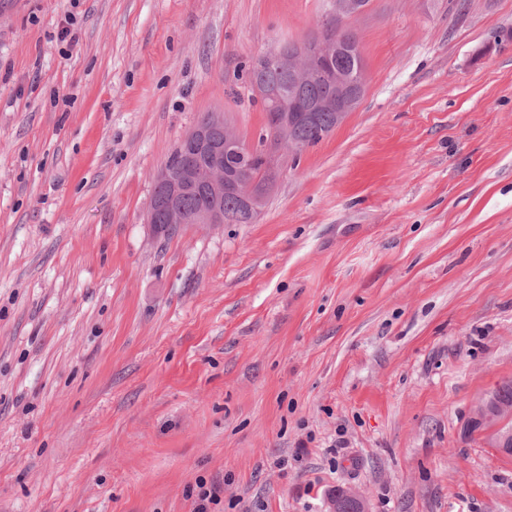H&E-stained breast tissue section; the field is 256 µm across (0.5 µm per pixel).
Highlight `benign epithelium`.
<instances>
[{
	"label": "benign epithelium",
	"mask_w": 512,
	"mask_h": 512,
	"mask_svg": "<svg viewBox=\"0 0 512 512\" xmlns=\"http://www.w3.org/2000/svg\"><path fill=\"white\" fill-rule=\"evenodd\" d=\"M368 5L369 0H333L331 16L336 18V26L329 27L315 40H303L290 46L286 52L277 49L257 58L260 64L278 63L288 68L291 84L295 88L316 78L336 87V92L308 103L278 88L253 86L259 98L270 99L276 105V110L268 115L271 140L288 145V148L277 151L266 149L265 158L269 171L280 168L284 156L297 155L304 149L303 144L292 136V130L299 122L313 120L318 112L332 111L336 113V124L340 125L357 108L366 85V69L360 65L353 75L347 76L333 69L331 63L341 51L359 56L358 43L343 40L340 28L349 17L364 12ZM215 130L223 137L224 156L245 157L254 153V146L235 133L220 116L214 128L196 126L184 136L182 143L189 156L206 150ZM200 179L205 184L209 200V206L193 218V223L201 227L216 225V215L224 201V194L236 195L244 205L253 209L266 192L265 184L241 177L237 170L224 166L222 162L214 163L204 175L199 173L191 161L177 172L164 165L153 175V184L163 187L164 192L160 195L152 194L146 215V223L155 235H164L186 223L179 200L188 187ZM502 415V409L491 407L490 396L483 395L475 402L470 424L481 423L498 430L501 428ZM344 498L356 501L358 512H368L365 496L355 488L338 490L331 495L328 499L329 512H339L340 501Z\"/></svg>",
	"instance_id": "benign-epithelium-1"
}]
</instances>
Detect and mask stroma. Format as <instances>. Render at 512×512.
Listing matches in <instances>:
<instances>
[{
  "label": "stroma",
  "instance_id": "stroma-1",
  "mask_svg": "<svg viewBox=\"0 0 512 512\" xmlns=\"http://www.w3.org/2000/svg\"><path fill=\"white\" fill-rule=\"evenodd\" d=\"M331 0H0V512H512V0H371L255 223L154 235L204 113ZM72 20L76 43L59 30ZM287 467H280V460ZM504 414L501 408L493 409L491 407V398L489 395H483L477 399L473 407L472 416L469 426L472 427L476 423L485 424L488 428L500 430V417Z\"/></svg>",
  "mask_w": 512,
  "mask_h": 512
}]
</instances>
